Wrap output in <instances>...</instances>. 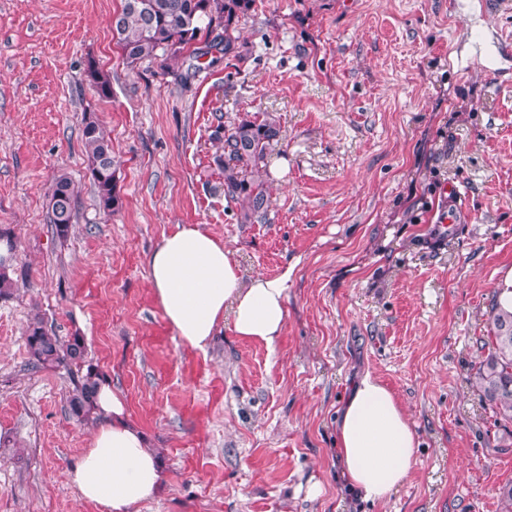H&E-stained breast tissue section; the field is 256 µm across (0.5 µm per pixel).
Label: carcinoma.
Wrapping results in <instances>:
<instances>
[{"mask_svg": "<svg viewBox=\"0 0 512 512\" xmlns=\"http://www.w3.org/2000/svg\"><path fill=\"white\" fill-rule=\"evenodd\" d=\"M256 0H123L117 11L116 44L127 64L163 57L164 66L185 60L193 45L204 43L226 56L238 53L242 20L254 11ZM89 83L98 96L111 94V82L95 61L87 62ZM280 127L268 113L245 114L230 125L218 122L210 135L214 162L224 177V195L239 205L241 224L262 223L270 205L267 155ZM81 138L88 159V175L99 210L112 214L121 204L115 178L112 143L94 112L83 116ZM78 191L65 173L58 174L48 193L49 223L56 237L69 235ZM11 263L0 259V299L12 295ZM490 342L487 355L472 368L468 381L491 409L495 422H512V307L493 299L489 308ZM25 340L32 367L66 366L72 375L67 403L69 414L79 422H92L95 394L105 381L97 366L87 360V346L80 333L57 335L39 314L27 323Z\"/></svg>", "mask_w": 512, "mask_h": 512, "instance_id": "obj_1", "label": "carcinoma"}]
</instances>
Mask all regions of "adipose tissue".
<instances>
[{"label":"adipose tissue","instance_id":"1","mask_svg":"<svg viewBox=\"0 0 512 512\" xmlns=\"http://www.w3.org/2000/svg\"><path fill=\"white\" fill-rule=\"evenodd\" d=\"M156 302L180 340L205 349L216 329L231 322L236 336L273 345L286 319L289 273L243 280L232 250L198 224L163 234L147 259ZM97 426L69 470L82 500L104 512H138L161 491L164 473L142 431L128 419L110 383L96 395ZM342 474L375 502L406 481L418 437L395 394L371 374L353 386L336 416Z\"/></svg>","mask_w":512,"mask_h":512}]
</instances>
